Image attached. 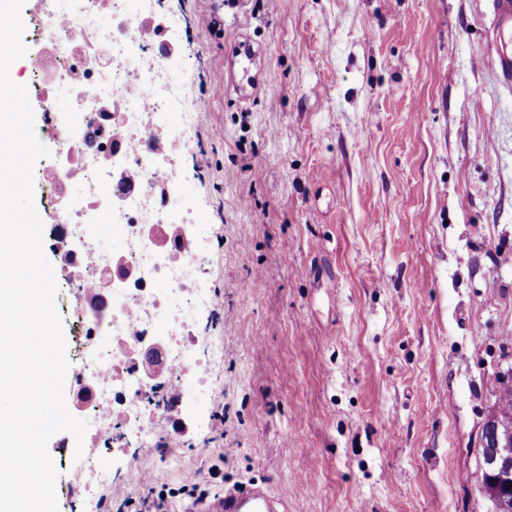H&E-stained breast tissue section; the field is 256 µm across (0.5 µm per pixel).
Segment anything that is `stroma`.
<instances>
[{"instance_id":"35a3bbf8","label":"stroma","mask_w":512,"mask_h":512,"mask_svg":"<svg viewBox=\"0 0 512 512\" xmlns=\"http://www.w3.org/2000/svg\"><path fill=\"white\" fill-rule=\"evenodd\" d=\"M164 57L209 109L181 191L207 247L216 386L131 459L85 434L108 512L131 490L267 486L288 512H486L492 374L512 362V91L490 0H166ZM267 47L242 102L226 60ZM223 414L224 431L213 429ZM59 512H82L63 447Z\"/></svg>"}]
</instances>
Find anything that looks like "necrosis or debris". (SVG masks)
<instances>
[{
    "label": "necrosis or debris",
    "mask_w": 512,
    "mask_h": 512,
    "mask_svg": "<svg viewBox=\"0 0 512 512\" xmlns=\"http://www.w3.org/2000/svg\"><path fill=\"white\" fill-rule=\"evenodd\" d=\"M39 18L49 47L34 64L45 97L67 87L70 108H49L52 170L77 173L76 191L50 198L65 216L51 226L77 302L79 411L113 453L144 447L168 412L169 392L212 389L219 347L200 349L195 307L211 299L198 271L199 249L212 233L185 202L179 158L193 138L162 123L169 112L196 114L180 78L159 55L180 40L176 25L129 0H44ZM111 21L102 24L100 16ZM118 236L109 250L103 232ZM108 336L111 346L98 337Z\"/></svg>",
    "instance_id": "obj_1"
}]
</instances>
